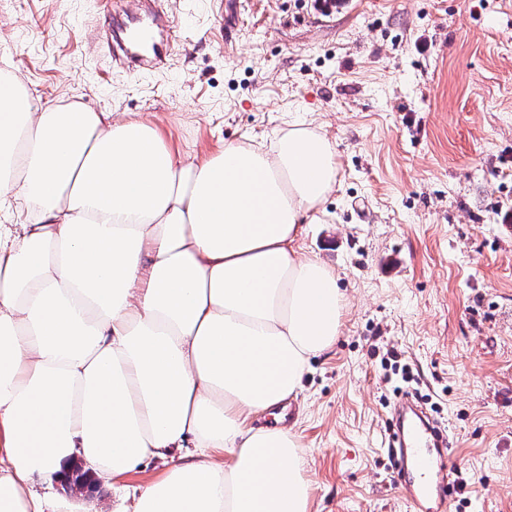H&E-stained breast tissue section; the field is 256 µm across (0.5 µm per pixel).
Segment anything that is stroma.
<instances>
[{"label": "stroma", "instance_id": "35a3bbf8", "mask_svg": "<svg viewBox=\"0 0 512 512\" xmlns=\"http://www.w3.org/2000/svg\"><path fill=\"white\" fill-rule=\"evenodd\" d=\"M97 3L0 0V75L39 103L149 122L184 158L295 124L336 146V186L296 245L347 299L288 398L310 512H409L386 439L412 387L466 485L450 512H512V0H169L185 48L156 75L88 41ZM166 468L98 483L99 512Z\"/></svg>", "mask_w": 512, "mask_h": 512}]
</instances>
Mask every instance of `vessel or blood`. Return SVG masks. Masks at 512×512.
<instances>
[{
    "label": "vessel or blood",
    "instance_id": "obj_1",
    "mask_svg": "<svg viewBox=\"0 0 512 512\" xmlns=\"http://www.w3.org/2000/svg\"><path fill=\"white\" fill-rule=\"evenodd\" d=\"M164 2L140 0L141 22L118 27L115 35L104 37L113 67L150 74L180 55V25ZM445 442L426 412L413 405L392 425L389 452L396 461L395 483L411 512H448L451 472L443 458Z\"/></svg>",
    "mask_w": 512,
    "mask_h": 512
}]
</instances>
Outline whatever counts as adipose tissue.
Wrapping results in <instances>:
<instances>
[{"label": "adipose tissue", "mask_w": 512, "mask_h": 512, "mask_svg": "<svg viewBox=\"0 0 512 512\" xmlns=\"http://www.w3.org/2000/svg\"><path fill=\"white\" fill-rule=\"evenodd\" d=\"M0 512L73 462L165 473L131 512H309L300 440L256 427L340 334L335 273L294 244L336 148L293 126L195 161L142 120L0 82Z\"/></svg>", "instance_id": "adipose-tissue-1"}]
</instances>
